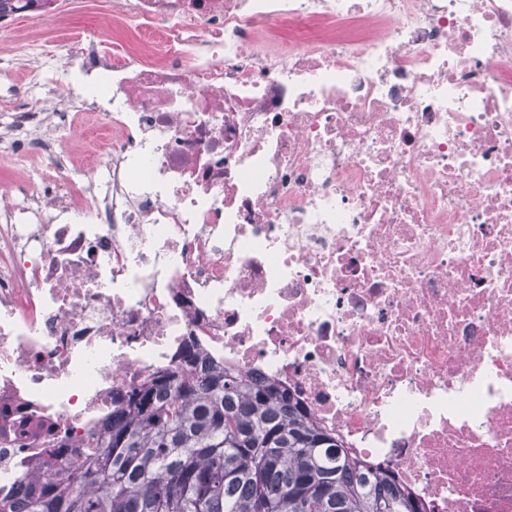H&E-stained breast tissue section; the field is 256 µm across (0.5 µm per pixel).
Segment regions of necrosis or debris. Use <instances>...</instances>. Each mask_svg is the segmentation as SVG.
I'll use <instances>...</instances> for the list:
<instances>
[{"instance_id":"1","label":"necrosis or debris","mask_w":512,"mask_h":512,"mask_svg":"<svg viewBox=\"0 0 512 512\" xmlns=\"http://www.w3.org/2000/svg\"><path fill=\"white\" fill-rule=\"evenodd\" d=\"M12 19L0 160L49 185L0 184L1 490L194 344L426 512H512V0H112L52 50ZM28 74L23 68H5L0 63V97L10 92L16 98L28 92ZM43 167L35 159L23 158L9 165L8 168H2L0 165V180L3 182L14 181L22 185L21 191L31 183H40Z\"/></svg>"}]
</instances>
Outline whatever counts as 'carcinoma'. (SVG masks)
I'll return each instance as SVG.
<instances>
[{
  "label": "carcinoma",
  "mask_w": 512,
  "mask_h": 512,
  "mask_svg": "<svg viewBox=\"0 0 512 512\" xmlns=\"http://www.w3.org/2000/svg\"><path fill=\"white\" fill-rule=\"evenodd\" d=\"M187 348L112 401L78 443L49 449L0 512H422L392 471L346 455L290 393Z\"/></svg>",
  "instance_id": "1"
}]
</instances>
